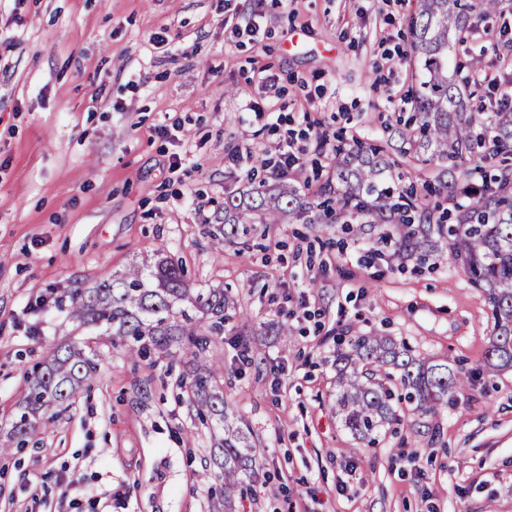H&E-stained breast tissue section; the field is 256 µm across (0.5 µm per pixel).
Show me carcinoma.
<instances>
[{"label": "carcinoma", "instance_id": "1", "mask_svg": "<svg viewBox=\"0 0 512 512\" xmlns=\"http://www.w3.org/2000/svg\"><path fill=\"white\" fill-rule=\"evenodd\" d=\"M498 0H416L408 19L415 63L421 74L412 90L415 112L398 130L405 154L424 155L444 166L448 206L428 207L413 184L405 183L396 164L376 147L359 143L339 146L334 177L317 198L308 200L288 178L224 195V241L249 231L250 224H354L391 226L382 243L395 240L399 253L420 262L438 248L461 266L481 288L494 319L485 356L493 374L512 368V111H469L453 76L448 74V48L454 32L466 28L475 15L493 14ZM474 157L490 162L481 183L470 182L463 162ZM68 315L77 327L100 336H115L127 351L144 356L178 345L192 356L185 379L199 418L215 426L212 469L205 477L211 490L224 495V510L247 488L256 470L247 433L226 412L217 388L223 369L208 360L210 335L224 330L227 312L236 311L222 289L191 293L181 266L163 254L145 267L132 266L90 288L65 292ZM212 314L219 320L203 325ZM336 412L358 438L372 443L386 426L398 421L401 401L414 405L423 417L435 416L448 396L464 387L465 378L450 363L413 357L409 350L378 336H352L336 347ZM399 373L402 393L386 387ZM98 364L77 342L50 349L33 370L27 393L12 425L10 438L22 448L33 435L42 411L67 409L70 400L96 378Z\"/></svg>", "mask_w": 512, "mask_h": 512}]
</instances>
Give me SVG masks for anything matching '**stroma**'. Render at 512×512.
<instances>
[{"label":"stroma","instance_id":"35a3bbf8","mask_svg":"<svg viewBox=\"0 0 512 512\" xmlns=\"http://www.w3.org/2000/svg\"><path fill=\"white\" fill-rule=\"evenodd\" d=\"M412 0H0V444L48 347L98 355L91 387L0 454V512H212V431L181 386L182 349L129 356L56 300L165 250L193 288H224L213 337L224 402L259 476L235 512H512V371L482 373L493 323L447 254L401 261L335 224L216 217L252 160L306 137L289 178L313 195L338 142L388 148L414 112ZM261 11L258 41L236 20ZM451 62L512 80V0L477 18ZM274 75L275 88L262 79ZM263 116H256V109ZM287 335H280V325ZM242 332L250 350L231 346ZM385 336L470 381L434 417L399 407L370 445L336 414L338 340ZM77 478L79 508L59 498Z\"/></svg>","mask_w":512,"mask_h":512}]
</instances>
